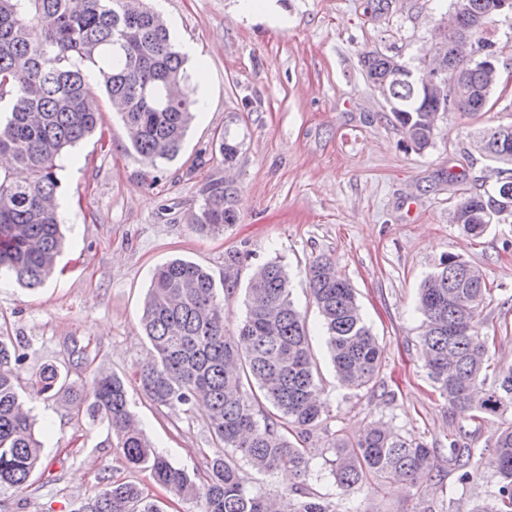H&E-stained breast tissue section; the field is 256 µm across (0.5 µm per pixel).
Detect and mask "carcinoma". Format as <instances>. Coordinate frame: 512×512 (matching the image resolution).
<instances>
[{
  "label": "carcinoma",
  "instance_id": "cac0c4a2",
  "mask_svg": "<svg viewBox=\"0 0 512 512\" xmlns=\"http://www.w3.org/2000/svg\"><path fill=\"white\" fill-rule=\"evenodd\" d=\"M497 0H456L463 9L466 38L443 33L444 51L454 56L458 73L434 53L412 67L413 80L400 81V55L364 53L368 82L384 100L405 141L416 151L433 144L439 114L448 110L482 112L496 86L473 53L493 52L485 25L495 17ZM185 55L172 42L162 18L146 0H0V154L26 171L17 178L0 169V276L23 288H36L52 275L63 235L56 201L63 156L92 135L99 124L96 77L112 111L123 122L132 149L157 171L174 159L196 118L198 99L184 68ZM481 133L480 151L493 162L512 165V124ZM224 166L231 167L239 143L217 138ZM237 188L215 179L203 188L201 204L190 210L189 224L213 234L235 224ZM512 209V177L491 194L463 198L454 221L474 236L493 217ZM313 301L322 317L336 380L346 388L372 392L381 387L383 355L364 322L350 282L327 258L306 271ZM237 286L224 275L216 282L201 265L174 258L159 266L146 294L142 325L150 359L136 372L139 385L158 409L203 401L219 451L206 458L201 480L175 467L156 451L130 411L125 383L115 374L97 373L82 392L57 367L47 365L35 383L37 395L57 391L74 395L89 417L107 424L125 461L150 472L160 487L195 500L200 512H339V504L308 486L271 498L254 491L232 453L257 472L288 467L298 476L310 471L312 455L289 435L307 437L323 423L317 392V367L305 317L290 299L288 273L273 259L252 275L246 317L237 333L224 332L222 291ZM489 288L483 272L448 256L427 276L419 293L423 316V361L448 407L473 418L501 419L489 464L498 476L490 503L470 512H512V366L487 364L490 339L479 331ZM20 342L0 332V489L24 487L41 463L43 441L34 419L23 410ZM459 429L448 453L423 439L405 437L384 423L371 422L353 439L334 438L331 474L343 494L356 493L370 477L384 481L443 480L450 474L465 489L480 462ZM77 512H163L135 483L114 482Z\"/></svg>",
  "mask_w": 512,
  "mask_h": 512
}]
</instances>
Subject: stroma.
<instances>
[{
    "label": "stroma",
    "mask_w": 512,
    "mask_h": 512,
    "mask_svg": "<svg viewBox=\"0 0 512 512\" xmlns=\"http://www.w3.org/2000/svg\"><path fill=\"white\" fill-rule=\"evenodd\" d=\"M280 2L290 17L284 28L238 21L237 0H152L179 50H193L207 67L208 96L179 154L158 173H150L107 109L102 135L66 154L64 247L55 273L35 289L0 283V322L24 343L21 382L29 384L47 363L67 372L78 389L97 372L120 376L157 451L196 471L216 450L207 409H156L135 377L149 358L140 316L153 272L180 257L220 280L227 255L237 254L238 287L224 298V326L233 333L245 318L253 272L277 259L306 317L326 404L324 422L307 442L314 454L307 484L359 512H467L495 490L489 468L465 489L450 476L415 485L372 478L346 497L321 450L331 438H356L380 421L442 451L462 428L476 455L489 454L500 420L460 417L433 390L423 367L417 298L445 256L479 267L490 290L479 324L495 339L489 362L512 364V213L478 237L453 221L462 198L491 189L500 177V164L478 151L475 136L512 123V14L488 25L505 64L490 111L441 113L433 145L419 153L405 147L366 81L361 57L392 47L403 60L419 61L454 0ZM225 132L240 144L229 173L214 150ZM228 174L238 189L237 224L196 233L187 222L190 208L200 204L206 182ZM319 257L329 258L356 291L383 350L385 395L336 381L305 276ZM76 343L86 349L78 362L70 357ZM28 406L44 442L42 462L24 490H0V512H77L115 481L138 483L164 512H198L149 472L130 468L106 424L62 396L44 395Z\"/></svg>",
    "instance_id": "35a3bbf8"
}]
</instances>
